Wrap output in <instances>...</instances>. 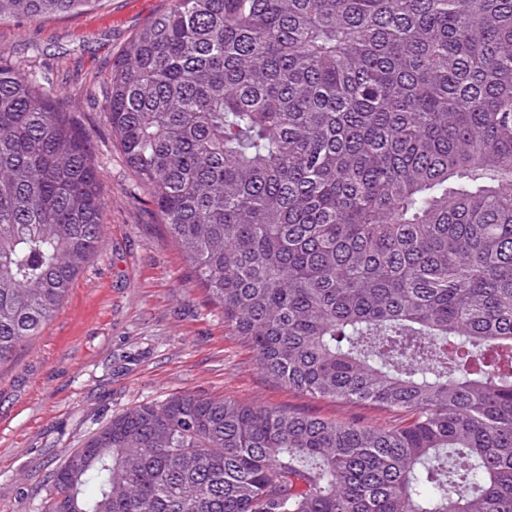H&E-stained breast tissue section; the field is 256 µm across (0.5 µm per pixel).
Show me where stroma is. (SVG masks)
Listing matches in <instances>:
<instances>
[{
  "label": "stroma",
  "mask_w": 512,
  "mask_h": 512,
  "mask_svg": "<svg viewBox=\"0 0 512 512\" xmlns=\"http://www.w3.org/2000/svg\"><path fill=\"white\" fill-rule=\"evenodd\" d=\"M171 0H102L0 20V63L52 79L51 101L91 146L108 204L98 255L38 336L0 364V512H41L52 472L113 415L175 394L390 427L399 414L274 383L192 272L139 188L104 109L107 78Z\"/></svg>",
  "instance_id": "stroma-1"
}]
</instances>
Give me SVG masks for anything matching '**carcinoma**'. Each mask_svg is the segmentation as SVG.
<instances>
[{
	"instance_id": "1",
	"label": "carcinoma",
	"mask_w": 512,
	"mask_h": 512,
	"mask_svg": "<svg viewBox=\"0 0 512 512\" xmlns=\"http://www.w3.org/2000/svg\"><path fill=\"white\" fill-rule=\"evenodd\" d=\"M105 118L258 369L404 420L172 396L98 428L42 512H512V0H172ZM105 208L41 80L0 66V364Z\"/></svg>"
}]
</instances>
